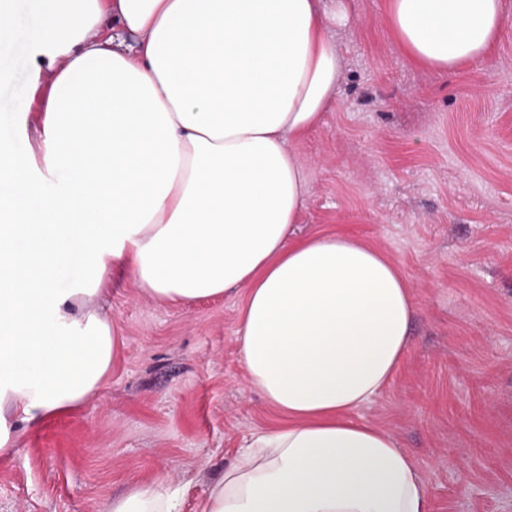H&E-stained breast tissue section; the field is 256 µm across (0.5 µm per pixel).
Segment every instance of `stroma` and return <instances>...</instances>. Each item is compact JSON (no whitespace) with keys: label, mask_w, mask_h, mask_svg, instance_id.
<instances>
[{"label":"stroma","mask_w":512,"mask_h":512,"mask_svg":"<svg viewBox=\"0 0 512 512\" xmlns=\"http://www.w3.org/2000/svg\"><path fill=\"white\" fill-rule=\"evenodd\" d=\"M385 0H345L333 35L340 94L291 142L309 201L300 233L336 228L384 249L414 285L412 347L393 384L352 418L415 458L431 512H512V26L490 58L453 72L414 66ZM35 0H16L0 46V144L26 156L37 112L27 41ZM105 305L124 344L96 397L23 429L0 460V512H107L130 485L169 479L194 512L244 438L276 411L235 342L240 303L145 298L131 273Z\"/></svg>","instance_id":"stroma-1"}]
</instances>
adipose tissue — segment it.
<instances>
[{
  "label": "adipose tissue",
  "instance_id": "obj_1",
  "mask_svg": "<svg viewBox=\"0 0 512 512\" xmlns=\"http://www.w3.org/2000/svg\"><path fill=\"white\" fill-rule=\"evenodd\" d=\"M416 65L487 59L502 0H385ZM322 0H38L45 94L27 157L0 148V459L20 427L95 396L121 336L112 272L173 304L235 294L251 384L281 416L255 431L195 512H429L430 487L384 427L352 420L411 345L414 286L381 248L300 235L306 173L288 139L336 100ZM62 178L55 194L46 184ZM79 259L84 276L56 286ZM167 479L109 512H181Z\"/></svg>",
  "mask_w": 512,
  "mask_h": 512
}]
</instances>
